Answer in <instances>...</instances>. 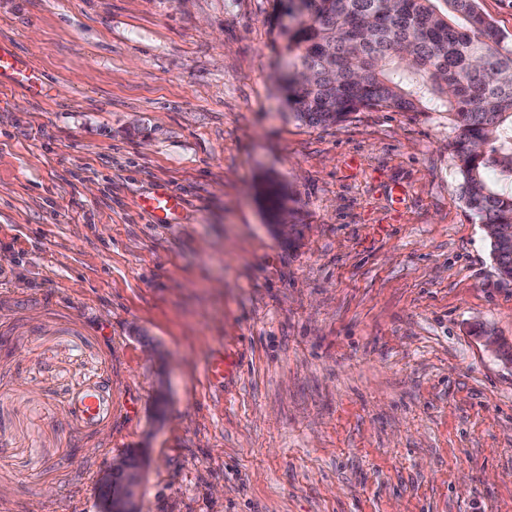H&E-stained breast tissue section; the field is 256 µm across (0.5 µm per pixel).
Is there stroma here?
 Returning a JSON list of instances; mask_svg holds the SVG:
<instances>
[{
  "label": "stroma",
  "instance_id": "obj_1",
  "mask_svg": "<svg viewBox=\"0 0 512 512\" xmlns=\"http://www.w3.org/2000/svg\"><path fill=\"white\" fill-rule=\"evenodd\" d=\"M273 7L0 0L48 79L0 86V512H98L140 449L142 512H512V365L474 332L512 342V283L460 130L297 121ZM179 205L175 197L164 191H157L146 200V208L157 224H169ZM491 251L499 277L512 281V242L490 238ZM508 281V282H509Z\"/></svg>",
  "mask_w": 512,
  "mask_h": 512
}]
</instances>
